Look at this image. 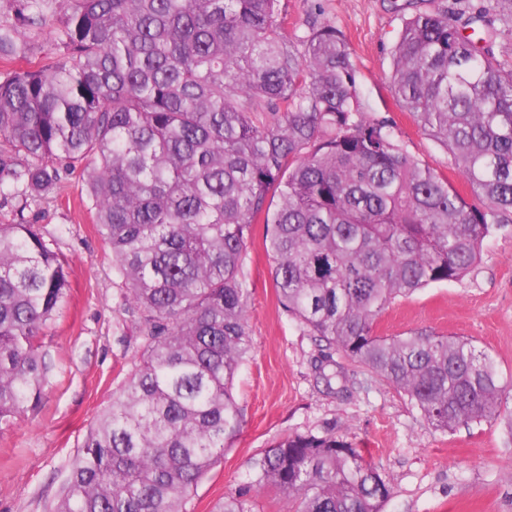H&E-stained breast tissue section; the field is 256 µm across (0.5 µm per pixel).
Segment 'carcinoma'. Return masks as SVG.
I'll list each match as a JSON object with an SVG mask.
<instances>
[{"label": "carcinoma", "mask_w": 512, "mask_h": 512, "mask_svg": "<svg viewBox=\"0 0 512 512\" xmlns=\"http://www.w3.org/2000/svg\"><path fill=\"white\" fill-rule=\"evenodd\" d=\"M435 9L407 19L391 92L450 151L483 208L414 160L359 96L344 35L295 46L281 0H22L0 60L54 24L60 54L0 77V195L24 210L80 171L146 345L90 429L52 512H185L241 426L252 349L244 279L265 226L279 304L309 335L407 396L443 433L497 421V366L471 341L379 336L397 299L466 276L512 224V63ZM260 112L271 114L258 121ZM68 265L31 224H0V427L42 399L43 328ZM296 512H383L390 481L360 448L296 434L256 463ZM214 512H251L246 494Z\"/></svg>", "instance_id": "carcinoma-1"}]
</instances>
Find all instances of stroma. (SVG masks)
Here are the masks:
<instances>
[{"instance_id":"1","label":"stroma","mask_w":512,"mask_h":512,"mask_svg":"<svg viewBox=\"0 0 512 512\" xmlns=\"http://www.w3.org/2000/svg\"><path fill=\"white\" fill-rule=\"evenodd\" d=\"M487 0H283L291 36L312 25L336 26L347 39L358 88L370 117L392 126L415 160L475 203L451 155L420 129L390 92L392 51L405 20L442 7L468 18ZM79 175L25 210L0 204V224L37 227L69 266L66 299L40 338L52 362L34 410L0 428V512H51L90 428L138 364L145 340L140 319L82 203ZM255 225L244 263L252 352L234 394L242 414L238 434L191 493L186 512H213L224 495L248 489L253 512H291L287 496L251 488L256 461L290 434L333 435L366 449L390 481L383 512H512V441L495 423L430 428L407 398L359 363L334 353L345 383L328 384L315 371L321 345L279 305ZM376 330L384 336L435 331L470 339L494 359L502 406L512 411V224L484 244L482 259L463 279L430 285L397 300Z\"/></svg>"}]
</instances>
